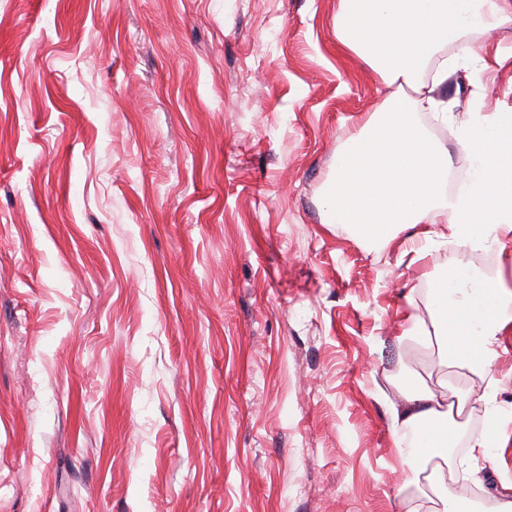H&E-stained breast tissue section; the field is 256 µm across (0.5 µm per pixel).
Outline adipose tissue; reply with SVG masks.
Listing matches in <instances>:
<instances>
[{
    "label": "adipose tissue",
    "instance_id": "1",
    "mask_svg": "<svg viewBox=\"0 0 512 512\" xmlns=\"http://www.w3.org/2000/svg\"><path fill=\"white\" fill-rule=\"evenodd\" d=\"M512 23V0H337L332 21L337 47L365 63L385 84H400L338 151L322 195L326 223L368 240L428 225V246L453 242L493 246L512 256V108L473 115L461 128L472 175L466 192L448 193V151L427 136L417 117L430 112L454 119L442 90L459 72L484 70L504 60L500 49L475 47L476 28ZM455 45L452 56L443 48ZM512 329V289L451 260L435 276L425 314H410L404 337L436 342L445 366L483 381L481 395L444 393L423 377L396 386L386 403L391 438L408 483L429 473L438 490L426 501L400 498L397 512H481V502L445 491L459 480L455 437L472 403L485 425L472 435L470 455L491 456L508 443L501 428L491 368L502 333Z\"/></svg>",
    "mask_w": 512,
    "mask_h": 512
}]
</instances>
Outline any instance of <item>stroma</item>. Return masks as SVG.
Here are the masks:
<instances>
[{
    "mask_svg": "<svg viewBox=\"0 0 512 512\" xmlns=\"http://www.w3.org/2000/svg\"><path fill=\"white\" fill-rule=\"evenodd\" d=\"M337 0H0V512H394L378 391L458 255L325 224L337 151L391 89ZM419 115L512 108V64Z\"/></svg>",
    "mask_w": 512,
    "mask_h": 512,
    "instance_id": "stroma-1",
    "label": "stroma"
}]
</instances>
